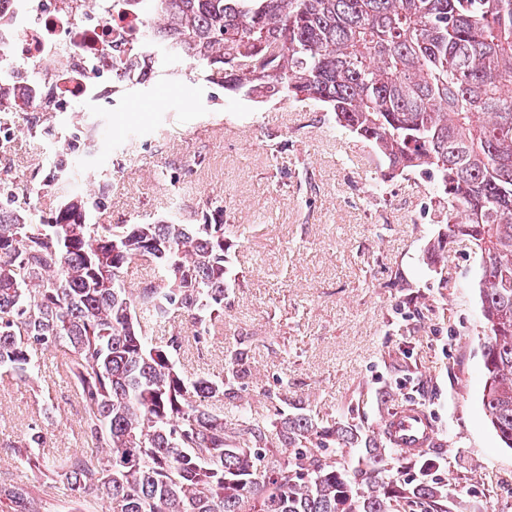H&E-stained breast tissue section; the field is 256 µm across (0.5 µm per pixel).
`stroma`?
<instances>
[{
  "instance_id": "obj_1",
  "label": "stroma",
  "mask_w": 512,
  "mask_h": 512,
  "mask_svg": "<svg viewBox=\"0 0 512 512\" xmlns=\"http://www.w3.org/2000/svg\"><path fill=\"white\" fill-rule=\"evenodd\" d=\"M41 128L0 144V171L34 188L54 212L82 190L40 193L61 136L82 134L77 180L103 174L91 224H144L171 215L202 221L207 200L224 207L229 287L224 319L203 343L180 317L167 334L186 336L176 357L188 376L224 375V358L247 348L235 402L269 415L272 399L323 426L363 434L383 427L392 405L413 404L434 419L440 478L451 512H512V450L482 404V315L475 249L440 251L447 231L435 183L418 173L372 193L381 158L332 113L285 98L258 101L200 80L186 58L160 67L148 86L130 84L98 111L72 102L47 112ZM36 383L0 377V483L28 486L40 512H110L109 503L20 464L10 447L40 429L42 453H80L82 406L59 368L62 351L39 353Z\"/></svg>"
}]
</instances>
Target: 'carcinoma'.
I'll use <instances>...</instances> for the list:
<instances>
[{"instance_id": "cac0c4a2", "label": "carcinoma", "mask_w": 512, "mask_h": 512, "mask_svg": "<svg viewBox=\"0 0 512 512\" xmlns=\"http://www.w3.org/2000/svg\"><path fill=\"white\" fill-rule=\"evenodd\" d=\"M147 23L230 94L332 113L384 161L374 193L409 172L436 183L448 243L478 254L482 403L512 449V0H149ZM66 170L54 165L46 194ZM141 261L149 278L129 289L124 274ZM224 274L216 202L200 224H89L61 208L46 220L0 178V371L31 381L32 351L65 345L93 445L50 462L33 431L17 459L112 512H448V484L427 479L443 461L433 449L306 414L209 409L246 375L245 351L222 379L189 378L175 362L185 338L149 336L184 315L200 341L224 319ZM351 450L347 469L336 458ZM392 460L419 478L400 482ZM0 499L39 512L25 485H0Z\"/></svg>"}]
</instances>
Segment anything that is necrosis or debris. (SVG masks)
<instances>
[{"label": "necrosis or debris", "instance_id": "4bbe7bcc", "mask_svg": "<svg viewBox=\"0 0 512 512\" xmlns=\"http://www.w3.org/2000/svg\"><path fill=\"white\" fill-rule=\"evenodd\" d=\"M0 109L44 112L77 99L88 111L156 61L142 0H0Z\"/></svg>", "mask_w": 512, "mask_h": 512}]
</instances>
